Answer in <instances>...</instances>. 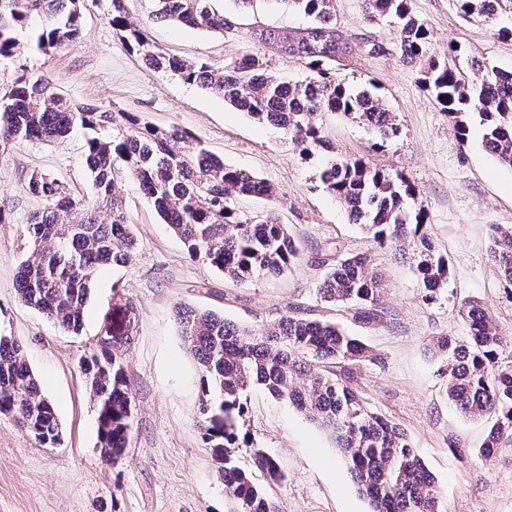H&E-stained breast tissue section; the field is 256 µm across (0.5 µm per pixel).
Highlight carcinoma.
<instances>
[{
	"label": "carcinoma",
	"instance_id": "1",
	"mask_svg": "<svg viewBox=\"0 0 512 512\" xmlns=\"http://www.w3.org/2000/svg\"><path fill=\"white\" fill-rule=\"evenodd\" d=\"M80 0H0V59L19 48L16 32L36 17L35 48L48 54L80 34ZM125 0H111L108 20L128 47L147 65L196 83L224 97L258 122H270L310 153L327 147L319 124L323 112H339L369 127L376 144L399 136L396 116L376 93L374 83L355 87L336 78V62L351 46L336 27V0H269L310 19L294 33L275 28L252 32L254 39L288 59L302 60L311 75L298 82L268 72L262 59L245 55L219 70L193 58L166 57L154 51L146 31L129 21ZM152 17L201 33L224 34L236 25V12L254 0H149ZM461 14L478 15L494 25L500 12H512V0H457ZM371 23L388 22L400 56L420 62L426 56L428 30L411 14L407 0H363ZM422 85L453 118L454 135L464 146L469 121L482 127L485 149L512 169V71L478 62L470 69L445 55L422 70ZM87 131L84 163L95 196L76 200L52 174L35 170L29 192L45 202L27 225L31 252L19 267L21 301L62 329L79 334L91 285L103 266H120L138 247L126 224L117 177L138 182L164 223L183 242L188 255L216 269L234 284L255 276H277L301 259L299 243L272 214L245 216L235 197L270 199L275 189L253 173L235 168L211 153L186 131L146 126L127 112L73 105L48 78H16L0 92V155L25 141L51 142L75 128ZM321 181L377 244L416 241L413 265L422 299L431 302L448 286V258L423 232L425 213L409 214L415 191L409 182L373 170L361 160L336 159ZM490 257L503 282L512 286V226L498 225ZM316 288L320 302L353 311V319L371 326L387 323L380 309L383 281L367 256L331 252ZM468 336H439L432 347L441 361L445 393L461 412L486 417L492 425L481 448L489 456L512 447V363L505 361L504 336L479 301L460 307ZM175 319L186 348L199 364L203 384L199 425L218 463L226 512H275L271 498L243 469L242 448L251 449L255 469L270 482L282 480L276 460L254 445L243 430L247 392L258 386L284 399L328 430L349 465L371 512H447L425 463L396 425L367 410L355 379V366L374 360L372 349L341 326L300 304L287 306L277 320L242 328L222 316L180 304ZM136 325L121 341L102 338L84 357L81 370L98 413L101 456L113 464L123 456L134 426L133 403L126 388L121 346L131 345ZM0 415H9L41 447L60 444L62 431L54 407L43 394L21 345L0 336Z\"/></svg>",
	"mask_w": 512,
	"mask_h": 512
}]
</instances>
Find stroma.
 Wrapping results in <instances>:
<instances>
[{
	"label": "stroma",
	"mask_w": 512,
	"mask_h": 512,
	"mask_svg": "<svg viewBox=\"0 0 512 512\" xmlns=\"http://www.w3.org/2000/svg\"><path fill=\"white\" fill-rule=\"evenodd\" d=\"M109 5L80 0L79 39L48 56L31 44L39 22L30 19L18 32L15 55L0 61V88L21 75H44L76 105L130 112L146 125L188 131L226 163L274 187L273 200L240 198L236 205L248 215L275 214L301 244L302 258L278 276L227 282L189 257L138 183L124 176L117 187L140 246L127 264L99 269L83 328L68 333L20 301L16 276L30 254L28 219L43 206L26 187L29 174L47 171L76 198L92 195L82 163L84 135L24 142L0 157V208L7 213L0 224V335L21 344L63 431L58 447L43 448L13 418L0 416V512H224V486L198 427L200 370L183 345L174 309L187 304L246 326L275 321L288 303H315L325 273L317 259L328 247L367 255L383 278L387 326L358 323L345 309L332 314L379 356L357 368L368 410L404 431L448 512H512V448L480 456L488 423L448 401L441 363L430 348L434 337L466 335L459 308L469 299L481 302L512 341V287L501 281L490 258L492 225H512V171L497 166L482 148L479 124L471 123L468 145L459 146L451 117L423 88L420 65L404 62L397 51L392 27L367 23L363 0H336V26L354 49L352 60L337 65L336 77L354 85L376 81L402 132L375 151L364 125L328 113L322 120L328 149L303 156L281 129L145 66L109 23ZM125 7L159 54L197 58L216 68L255 55L288 81L309 74L301 62L252 38L257 28L295 32L308 24L269 0H256L222 36L157 22L148 0H126ZM408 7L429 31L428 57L443 59L449 45L458 44L466 60L512 70V39L463 17L456 0H409ZM369 40L382 43L384 53H367ZM334 158L363 159L371 168L402 174L414 187L409 207L425 210V230L451 265L448 288L436 301L421 298L410 260L413 239L379 248L326 192L319 174ZM131 320L137 333L123 358L134 429L124 457L111 465L100 454L97 413L80 366L99 337L123 335ZM247 408L246 428L285 475L275 485L264 475L255 477L279 512H371L327 430L261 389L249 392Z\"/></svg>",
	"instance_id": "obj_1"
}]
</instances>
